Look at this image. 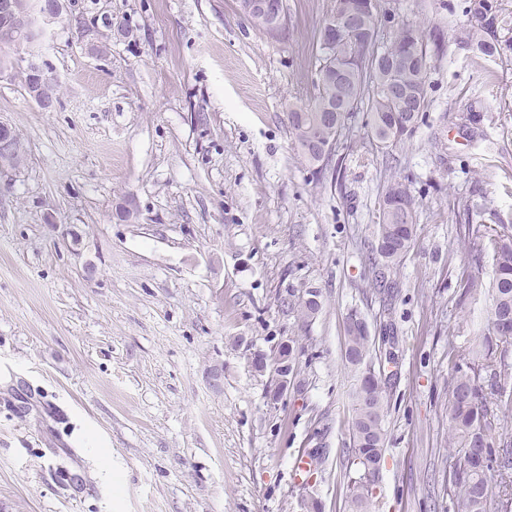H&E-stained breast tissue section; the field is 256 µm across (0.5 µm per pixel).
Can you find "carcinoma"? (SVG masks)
I'll use <instances>...</instances> for the list:
<instances>
[{"mask_svg":"<svg viewBox=\"0 0 512 512\" xmlns=\"http://www.w3.org/2000/svg\"><path fill=\"white\" fill-rule=\"evenodd\" d=\"M379 3L371 6L362 25L343 34L325 26L320 30L322 64L317 94L305 105L289 107L288 120L300 154L311 165L320 163L311 141L323 134L329 113L324 105L349 89L356 104L366 106L373 137L381 144L399 142L411 135L422 121L427 105L426 77L429 68L427 44L420 28L409 21L393 30L389 41L380 43ZM469 24L460 44L495 58L511 49L499 40L504 19L494 0H467ZM375 252L384 268L400 266L416 236L413 220L415 200L397 176H391L379 200ZM492 303L489 324L492 336L473 339L472 360L454 370L448 385V444L456 449L451 465L454 493L463 512H488L490 475L494 467H512V441L498 442L492 434L494 413L512 418V409L492 399L512 382V364L494 359V341L512 342V227L502 226L496 234L493 276L489 281ZM319 294L312 290L297 303L302 318L320 307ZM344 358L353 373L352 464L347 474L348 512H372V489L379 479L385 452L383 422L387 413L385 381L368 361L370 336L357 311L345 324ZM294 348L282 346L273 362V375L292 371Z\"/></svg>","mask_w":512,"mask_h":512,"instance_id":"obj_1","label":"carcinoma"}]
</instances>
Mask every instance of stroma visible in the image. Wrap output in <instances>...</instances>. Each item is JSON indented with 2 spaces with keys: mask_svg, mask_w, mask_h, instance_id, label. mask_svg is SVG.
<instances>
[{
  "mask_svg": "<svg viewBox=\"0 0 512 512\" xmlns=\"http://www.w3.org/2000/svg\"><path fill=\"white\" fill-rule=\"evenodd\" d=\"M238 4L63 0L36 56L6 51L0 122L23 160L0 168V512H346L353 310L388 379L374 512H462L448 380L487 331L491 234L512 225V51L458 43L466 0H381V40L408 19L441 42L423 120L383 145L357 110L316 169L288 107L317 93L333 0H285L278 33ZM32 59L56 80L47 111ZM394 172L416 237L380 287ZM468 199L492 216L461 217ZM287 343L278 394L253 361ZM32 79V83L29 87V84L31 82L30 77L28 73L25 77L24 86L25 89L31 98L41 107L43 108H50L52 107L54 103V97L52 95V92L50 89L46 86L47 81L50 84V87L53 89V93L56 87L55 80L52 78V75L45 71V76H47V81L45 80L43 76V72L39 69V65L35 63L33 60H31L28 64L27 70H26ZM29 88V91H28Z\"/></svg>",
  "mask_w": 512,
  "mask_h": 512,
  "instance_id": "1",
  "label": "stroma"
}]
</instances>
